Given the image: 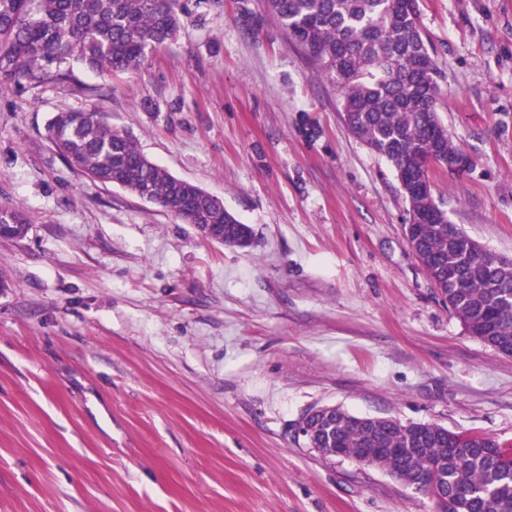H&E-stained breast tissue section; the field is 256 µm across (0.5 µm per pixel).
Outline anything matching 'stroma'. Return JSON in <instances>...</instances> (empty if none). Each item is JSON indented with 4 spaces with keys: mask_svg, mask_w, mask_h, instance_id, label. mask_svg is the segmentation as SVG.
<instances>
[{
    "mask_svg": "<svg viewBox=\"0 0 512 512\" xmlns=\"http://www.w3.org/2000/svg\"><path fill=\"white\" fill-rule=\"evenodd\" d=\"M417 3L470 158L434 198L512 259V0ZM190 10L141 71L0 87V205L31 220L0 240V512H438L294 427L339 406L512 444V357L443 304L392 165L263 0ZM94 104L251 246L71 168L47 120Z\"/></svg>",
    "mask_w": 512,
    "mask_h": 512,
    "instance_id": "35a3bbf8",
    "label": "stroma"
}]
</instances>
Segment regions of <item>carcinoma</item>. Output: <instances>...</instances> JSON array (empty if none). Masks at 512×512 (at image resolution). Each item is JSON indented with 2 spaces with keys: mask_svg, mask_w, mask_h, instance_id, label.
Instances as JSON below:
<instances>
[{
  "mask_svg": "<svg viewBox=\"0 0 512 512\" xmlns=\"http://www.w3.org/2000/svg\"><path fill=\"white\" fill-rule=\"evenodd\" d=\"M288 43L336 84L349 133L385 158L409 204L406 242L468 332L512 356V263H497L436 203L429 165L462 153L436 110L439 65L423 39L416 0H265ZM189 0H0V83L22 90L64 81L73 64L138 71L165 48ZM47 137L85 177L121 187L182 222L224 225L244 248L253 229L209 193L151 161L131 132L97 107L60 111ZM24 211L0 207V239L26 236ZM307 447L361 464L431 495L439 512H512V448L481 431L453 432L340 407L314 419Z\"/></svg>",
  "mask_w": 512,
  "mask_h": 512,
  "instance_id": "carcinoma-1",
  "label": "carcinoma"
}]
</instances>
